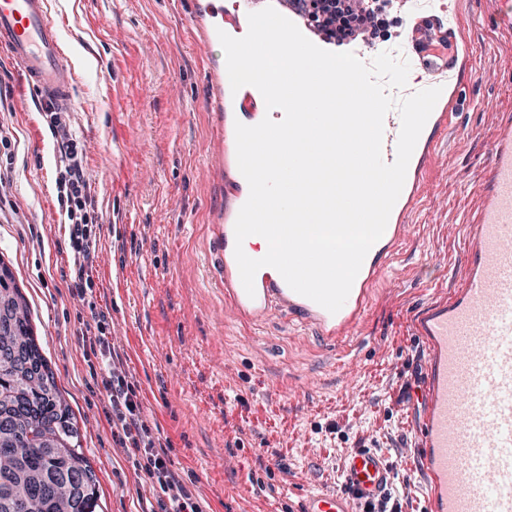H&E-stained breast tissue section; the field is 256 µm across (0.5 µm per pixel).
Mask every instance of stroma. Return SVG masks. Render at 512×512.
<instances>
[{
  "instance_id": "35a3bbf8",
  "label": "stroma",
  "mask_w": 512,
  "mask_h": 512,
  "mask_svg": "<svg viewBox=\"0 0 512 512\" xmlns=\"http://www.w3.org/2000/svg\"><path fill=\"white\" fill-rule=\"evenodd\" d=\"M71 72L73 150L100 235L94 307L71 299L68 204L44 101L0 52V259L26 296L38 342L82 434L102 512L151 497L112 440L105 392L80 356L106 313L143 415L205 512H302L341 486L355 449L385 455L403 512H423L414 452L427 350L412 318L459 287L460 227L480 206L500 127L512 117V31L496 0H458L478 46L456 116L429 167L415 230L357 335L329 345L276 314L226 316L208 272L210 119L202 64L177 0H48Z\"/></svg>"
}]
</instances>
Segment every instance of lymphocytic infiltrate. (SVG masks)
Instances as JSON below:
<instances>
[{
	"label": "lymphocytic infiltrate",
	"instance_id": "f902f5d3",
	"mask_svg": "<svg viewBox=\"0 0 512 512\" xmlns=\"http://www.w3.org/2000/svg\"><path fill=\"white\" fill-rule=\"evenodd\" d=\"M330 35L357 41L373 39L381 25L380 17L389 13L390 0H296ZM47 116L59 137V149L66 164L60 171L59 189L66 198L86 196L87 181L82 163L72 151V135L67 113L48 108ZM72 268L70 296L89 300L93 289L88 271L92 267L99 241L78 216L68 226ZM84 358H95L97 375L106 395L104 413L112 438L125 452V460L135 478L149 485L152 499L141 504V512H203L201 498L192 479L175 471L161 450L156 428L144 419L137 385L126 372L122 358L109 335L105 313L94 315L81 333Z\"/></svg>",
	"mask_w": 512,
	"mask_h": 512
}]
</instances>
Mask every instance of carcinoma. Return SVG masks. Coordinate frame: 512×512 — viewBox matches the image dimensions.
I'll return each mask as SVG.
<instances>
[{"mask_svg": "<svg viewBox=\"0 0 512 512\" xmlns=\"http://www.w3.org/2000/svg\"><path fill=\"white\" fill-rule=\"evenodd\" d=\"M96 483L27 300L0 258V512H97Z\"/></svg>", "mask_w": 512, "mask_h": 512, "instance_id": "carcinoma-1", "label": "carcinoma"}]
</instances>
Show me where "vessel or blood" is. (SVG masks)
Listing matches in <instances>:
<instances>
[{
  "label": "vessel or blood",
  "instance_id": "b4317fda",
  "mask_svg": "<svg viewBox=\"0 0 512 512\" xmlns=\"http://www.w3.org/2000/svg\"><path fill=\"white\" fill-rule=\"evenodd\" d=\"M273 6L294 22L314 44L336 51V43L297 12L287 0H194L188 26L194 48L204 61L209 110L215 136L210 171L223 201L210 215L211 273L243 320L263 321L271 310L314 325L333 341L355 335L366 318L374 284L411 237V214L418 208L426 171L441 133L447 129L460 87L475 53L453 0H399L403 16L394 50L401 53L420 88L442 93L415 146L403 189L382 237L367 253L343 307L329 312L296 293L274 268L264 267L247 294L235 259V222L249 195L236 156L235 125L281 120V110H267L258 89L232 90L224 64L213 53L219 32L240 38L248 15ZM432 30L435 42L423 39ZM0 49L15 59L28 86L41 98L66 104L71 83L59 30L48 0H0ZM401 130L398 111L384 119L382 156L393 162ZM466 265L461 288L422 310L414 328L428 349V376L422 391L425 415L416 454L427 475V512H512V123L502 125L484 178L482 203L463 233ZM333 494L309 495L304 512H350V499L371 500L393 482L385 457L369 448L353 451Z\"/></svg>",
  "mask_w": 512,
  "mask_h": 512
}]
</instances>
